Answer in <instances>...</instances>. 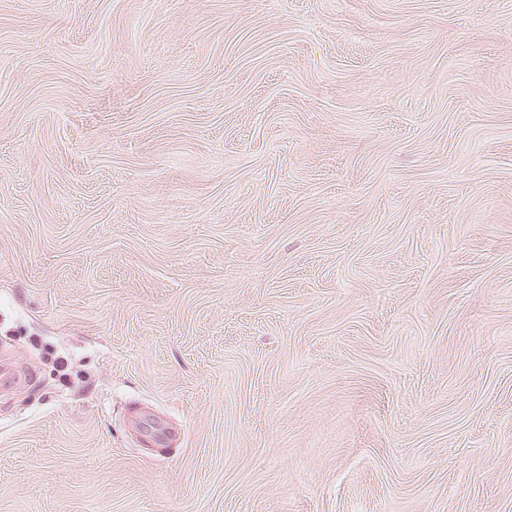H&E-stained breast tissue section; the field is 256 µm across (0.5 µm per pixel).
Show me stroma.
I'll use <instances>...</instances> for the list:
<instances>
[{
    "label": "stroma",
    "instance_id": "1",
    "mask_svg": "<svg viewBox=\"0 0 512 512\" xmlns=\"http://www.w3.org/2000/svg\"><path fill=\"white\" fill-rule=\"evenodd\" d=\"M0 512H512V0H0Z\"/></svg>",
    "mask_w": 512,
    "mask_h": 512
}]
</instances>
